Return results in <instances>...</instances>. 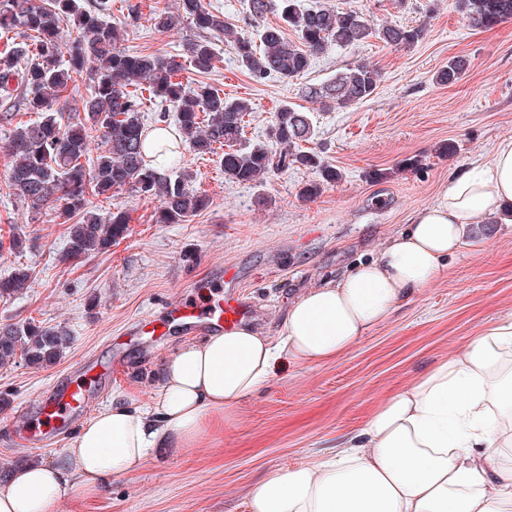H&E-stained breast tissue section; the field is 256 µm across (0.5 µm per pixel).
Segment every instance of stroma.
<instances>
[{
  "label": "stroma",
  "mask_w": 512,
  "mask_h": 512,
  "mask_svg": "<svg viewBox=\"0 0 512 512\" xmlns=\"http://www.w3.org/2000/svg\"><path fill=\"white\" fill-rule=\"evenodd\" d=\"M321 1L362 9L376 28H421L423 37L409 48L375 38L332 47L301 78L261 82L218 38L217 68L207 78L225 97L251 101L244 145L275 149L271 119L282 105L309 113L314 134L306 150L341 173L317 198L300 197L302 186L316 180L315 170L294 166L240 184L225 177L218 155L184 147L178 167L188 171L194 190L209 197L207 209L182 224H157L159 199L125 190L92 198L90 207L100 214L127 212V234L97 254L68 260L66 223L17 199L7 177L11 160L0 154V278L19 266L31 273L29 288L0 298V323L60 326L71 336L52 366L38 368L21 358L0 366V392L10 399L0 410V466L61 457L74 429L53 445L32 449L17 444L9 426L76 362L108 359L111 337L138 318L187 291L207 298L217 270L230 262L244 273L242 293L256 309L253 325L276 336L289 304L305 289L377 256L414 211L434 201L451 173L476 161L490 163L496 142L512 137V19L470 27L458 0H303ZM86 2L102 3L111 23L140 9L142 19L126 28L121 42L129 53L178 55L187 40L200 36L187 20L170 33L151 25L153 10H175L177 0ZM453 56L466 59L465 77L451 86L436 84L434 74ZM355 61L379 74L371 99L328 110L302 97L303 85L327 81ZM15 235L25 238L23 251L6 248ZM479 239L342 357L313 366L279 363L269 383L226 412L223 427L209 431L192 452L150 455L138 471L113 477L96 495L64 498L59 512H248L263 473L340 455L382 398L414 385L487 322L512 314V223L484 225ZM185 341L175 335L146 351L129 347L98 407L147 404L163 359Z\"/></svg>",
  "instance_id": "1"
}]
</instances>
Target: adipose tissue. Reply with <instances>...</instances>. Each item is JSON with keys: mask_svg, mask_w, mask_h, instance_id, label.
Instances as JSON below:
<instances>
[{"mask_svg": "<svg viewBox=\"0 0 512 512\" xmlns=\"http://www.w3.org/2000/svg\"><path fill=\"white\" fill-rule=\"evenodd\" d=\"M512 221V138L490 164L453 173L379 252L308 289L269 337L251 325L183 344L141 408L116 402L80 426L56 461L27 463L0 482V512H57L137 471L152 449L197 447L214 416L250 398L280 360L313 366L387 322L478 225ZM249 512H512V314L486 324L412 387L387 397L343 455L266 472Z\"/></svg>", "mask_w": 512, "mask_h": 512, "instance_id": "adipose-tissue-1", "label": "adipose tissue"}]
</instances>
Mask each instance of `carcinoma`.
I'll use <instances>...</instances> for the list:
<instances>
[{
    "instance_id": "cac0c4a2",
    "label": "carcinoma",
    "mask_w": 512,
    "mask_h": 512,
    "mask_svg": "<svg viewBox=\"0 0 512 512\" xmlns=\"http://www.w3.org/2000/svg\"><path fill=\"white\" fill-rule=\"evenodd\" d=\"M250 18L262 19L271 11L280 14L282 24L267 25L259 41L246 38L224 21V15L204 5V0H179L177 11L152 13L151 24L162 33L178 28L188 19L205 36L185 44L194 71L209 75L215 68L216 52L207 35L224 37L234 46L239 65L256 79L277 76L294 79L304 75L314 56L334 45H357L371 37L392 46L411 47L422 37L417 27L389 24L375 29L356 9L336 10L325 5L305 6L301 0H248ZM469 22L491 28L512 19V0H460ZM70 19L78 36L69 44L62 40L61 23ZM293 29L297 40L288 39L283 26ZM0 29L21 38L0 61V100L17 96L38 119L16 126L0 141V152L11 159L8 173L14 195L32 209H50L59 217L80 219L68 231L67 256L74 259L100 252L127 232L124 211L101 217L87 210L88 197L109 199L112 193L128 190L151 198H162L155 214L157 224H182L209 206V199L188 187L189 174L173 175L147 159L146 127L138 91L161 106L176 112L175 135L168 142L161 137L157 148L163 154H177L187 145L205 156L227 148L221 156L224 174L238 183H252L261 176L283 171L298 163L319 171L320 179L300 191L305 200L319 196L323 188L338 181L341 173L323 164L318 155L302 150L313 135L308 113L285 105L273 115L271 136L280 150L263 145L236 148L242 139L245 117L253 107L246 99H227L217 87L198 82L191 87L183 81L176 57L130 54L120 49L121 27L101 17V9L88 7L84 0H0ZM94 90L81 101V112L58 119L54 105L69 84L76 81L88 60ZM467 61L455 57L439 70V84H453L465 74ZM378 83V71L355 62L336 73L327 83L307 85L304 97L327 108L345 109L368 100ZM101 133L104 149L93 164L85 156L88 129ZM31 273L21 266L0 279V297H9L30 283ZM71 343L61 327L29 322L0 324V365L21 357L36 367L57 362Z\"/></svg>"
}]
</instances>
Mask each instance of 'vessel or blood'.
<instances>
[{
  "mask_svg": "<svg viewBox=\"0 0 512 512\" xmlns=\"http://www.w3.org/2000/svg\"><path fill=\"white\" fill-rule=\"evenodd\" d=\"M226 292L208 310L195 312L187 298L166 306L162 318L146 315L138 319L133 331L137 334L151 333L166 337L186 330H201L209 327L231 328L251 317L254 307L240 293L243 274L233 265L220 270ZM126 361L125 351L115 348L109 362L91 359L77 365L78 377L60 376L51 386L43 390L36 399L34 408H22L20 418L13 428L19 432L20 440L28 446H41L55 440L56 433L68 419L86 415L96 399V394L85 385L86 380L108 381L113 373Z\"/></svg>",
  "mask_w": 512,
  "mask_h": 512,
  "instance_id": "b4317fda",
  "label": "vessel or blood"
}]
</instances>
